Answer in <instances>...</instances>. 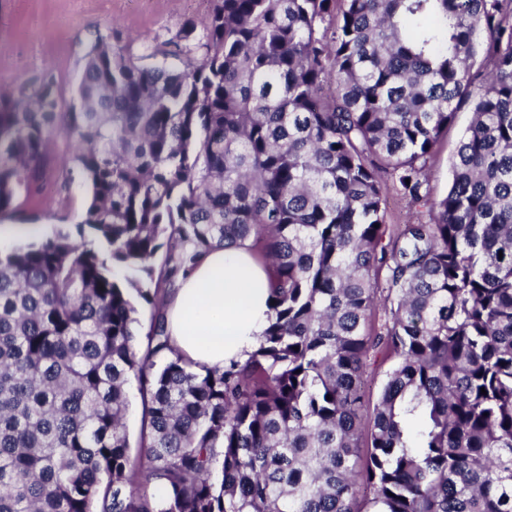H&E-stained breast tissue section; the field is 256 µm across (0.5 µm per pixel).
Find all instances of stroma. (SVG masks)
Instances as JSON below:
<instances>
[{
    "label": "stroma",
    "instance_id": "1",
    "mask_svg": "<svg viewBox=\"0 0 512 512\" xmlns=\"http://www.w3.org/2000/svg\"><path fill=\"white\" fill-rule=\"evenodd\" d=\"M214 5V0H0V86L33 80L49 69L65 99H72L95 39L120 41L151 66L153 50L181 45L186 25L203 32ZM470 118L469 110H460L436 148L428 182L432 197L448 190L449 156ZM50 155L38 183L16 198L13 213L0 222L75 231L90 201L88 187L67 174L72 148L65 135L53 136Z\"/></svg>",
    "mask_w": 512,
    "mask_h": 512
}]
</instances>
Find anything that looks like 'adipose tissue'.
Wrapping results in <instances>:
<instances>
[{
	"mask_svg": "<svg viewBox=\"0 0 512 512\" xmlns=\"http://www.w3.org/2000/svg\"><path fill=\"white\" fill-rule=\"evenodd\" d=\"M270 315L268 274L245 242L212 250L178 282L167 324L178 351L211 368L246 360Z\"/></svg>",
	"mask_w": 512,
	"mask_h": 512,
	"instance_id": "ef3b65f1",
	"label": "adipose tissue"
}]
</instances>
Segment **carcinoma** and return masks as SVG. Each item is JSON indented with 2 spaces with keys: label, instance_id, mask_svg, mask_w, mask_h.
<instances>
[{
  "label": "carcinoma",
  "instance_id": "cac0c4a2",
  "mask_svg": "<svg viewBox=\"0 0 512 512\" xmlns=\"http://www.w3.org/2000/svg\"><path fill=\"white\" fill-rule=\"evenodd\" d=\"M205 47L0 93V214L62 131L93 230L0 254V512H512V0H216ZM389 180L428 220L387 222ZM246 240L269 325L199 370L164 295ZM471 113L469 108L460 110L452 125L448 127L437 148L433 159L430 162L429 191L432 197L440 198L446 194L449 181V156L453 151L462 132L469 124ZM128 408L125 415V426L131 450L134 452L138 446L141 427V401L139 385L131 379L127 385Z\"/></svg>",
  "mask_w": 512,
  "mask_h": 512
}]
</instances>
